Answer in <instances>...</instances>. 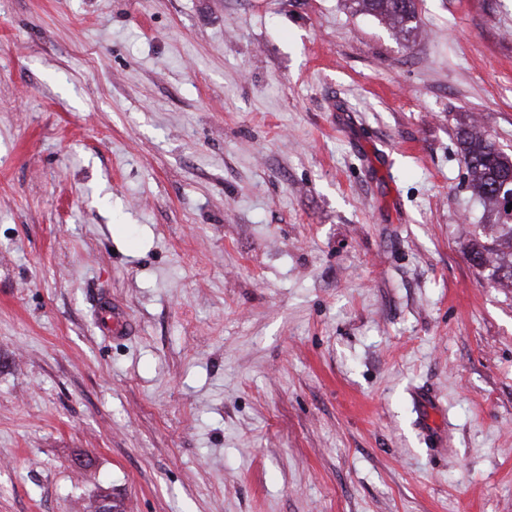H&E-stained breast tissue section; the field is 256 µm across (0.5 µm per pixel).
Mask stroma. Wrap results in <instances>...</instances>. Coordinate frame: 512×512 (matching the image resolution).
<instances>
[{
  "instance_id": "1",
  "label": "stroma",
  "mask_w": 512,
  "mask_h": 512,
  "mask_svg": "<svg viewBox=\"0 0 512 512\" xmlns=\"http://www.w3.org/2000/svg\"><path fill=\"white\" fill-rule=\"evenodd\" d=\"M417 9L0 0V512H512V0ZM356 12L367 13L408 39L418 27L416 0H349ZM463 163L467 169L471 194L489 207L496 224H483L479 238L472 243L469 259L484 280L512 287V219L509 222L501 211L499 194L504 206L512 203V154L501 149L489 136L473 125L459 128ZM511 188L510 190H507ZM490 226L492 232H485ZM99 326L104 334L112 336L127 335L130 331V324L126 316L115 309L111 303H105L99 322Z\"/></svg>"
}]
</instances>
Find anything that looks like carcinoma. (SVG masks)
<instances>
[{"instance_id": "obj_1", "label": "carcinoma", "mask_w": 512, "mask_h": 512, "mask_svg": "<svg viewBox=\"0 0 512 512\" xmlns=\"http://www.w3.org/2000/svg\"><path fill=\"white\" fill-rule=\"evenodd\" d=\"M355 11L372 15L403 36L410 37L418 27L416 0H350ZM463 163L471 194L489 207L494 215L492 232L479 233L469 253L472 265L483 279L512 287V221L501 211L498 185L512 180V154L501 149L473 125L459 128Z\"/></svg>"}]
</instances>
